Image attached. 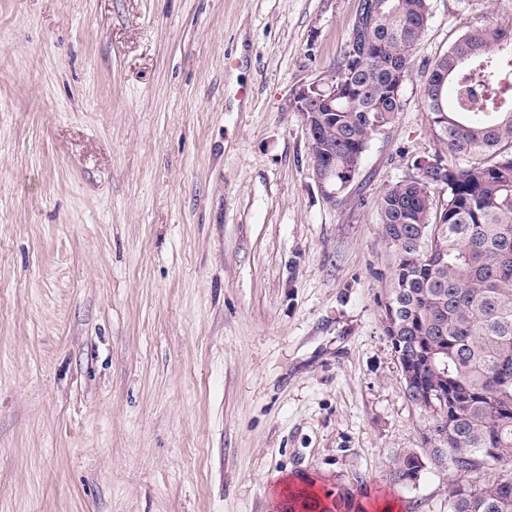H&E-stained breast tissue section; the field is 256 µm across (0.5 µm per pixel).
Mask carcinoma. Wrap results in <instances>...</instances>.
<instances>
[{"mask_svg": "<svg viewBox=\"0 0 512 512\" xmlns=\"http://www.w3.org/2000/svg\"><path fill=\"white\" fill-rule=\"evenodd\" d=\"M430 16L431 0H361L336 64V110L308 115L319 134L313 162L336 169V187L402 110V80ZM422 95L443 160L427 171L416 165L420 174L377 200L392 256L382 306L398 309L402 362L417 388L436 402L446 384L456 398L443 410L447 424L389 478L411 483L424 462L448 461L469 475L452 482L448 512H512V474L491 475L512 467V260L502 259L512 251V21L459 37L429 69ZM424 345L437 351L435 370L411 359ZM289 501V512H306L313 497L296 489Z\"/></svg>", "mask_w": 512, "mask_h": 512, "instance_id": "cac0c4a2", "label": "carcinoma"}]
</instances>
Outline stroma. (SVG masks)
Returning <instances> with one entry per match:
<instances>
[{
    "label": "stroma",
    "mask_w": 512,
    "mask_h": 512,
    "mask_svg": "<svg viewBox=\"0 0 512 512\" xmlns=\"http://www.w3.org/2000/svg\"><path fill=\"white\" fill-rule=\"evenodd\" d=\"M360 0H0V512H288L287 484L448 512L389 473L403 394L376 202L432 156L434 60L512 0H431L353 184L310 176L299 85Z\"/></svg>",
    "instance_id": "35a3bbf8"
}]
</instances>
